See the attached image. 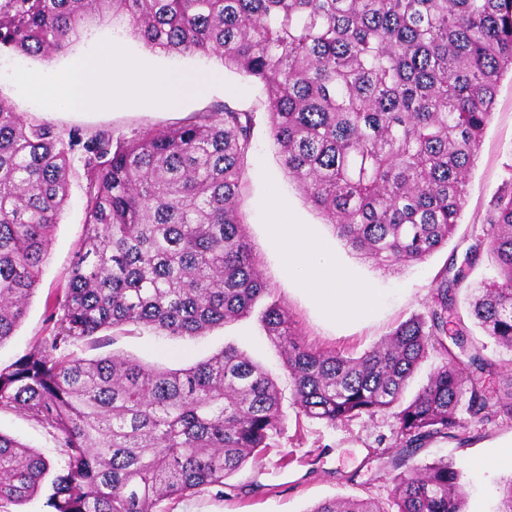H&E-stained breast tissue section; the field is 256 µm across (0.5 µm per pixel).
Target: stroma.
I'll use <instances>...</instances> for the list:
<instances>
[{"mask_svg":"<svg viewBox=\"0 0 512 512\" xmlns=\"http://www.w3.org/2000/svg\"><path fill=\"white\" fill-rule=\"evenodd\" d=\"M106 42L114 45L130 69L147 66L174 74L201 75L205 78L204 87L173 105L162 100L107 97L100 106L71 111L19 80L20 74L32 72L40 73L47 82L60 80L73 58ZM0 100L28 118L51 123L61 130L75 128L88 136L106 131L116 138L132 136L145 128L163 130L194 113L209 112L224 104L255 113L253 145L242 171L238 207L260 268L275 298L287 309L297 339L346 356L361 355L399 322L423 312L436 272L450 261L464 263L472 243V229L481 227L492 198L512 179V77L507 75L499 83L493 116L470 174L467 202L455 235L427 262L385 274L356 258L304 203L295 185L283 178L266 120L268 100L264 87L253 78L224 68L217 58L155 52L122 29L103 25L63 56L44 60L13 52L0 54ZM85 187L83 168L80 163H73L68 200L49 244L40 284L25 318L13 336L0 345V365L16 361L49 333L48 318L63 295L74 252L85 233ZM281 224L302 225L309 237L335 249L354 280L371 284L382 295L383 303L371 322L359 325L329 320L289 280L277 230ZM229 342L275 378L281 392L284 428L262 460L247 463L231 477L232 492L223 496L209 489L171 500L167 503L169 512H309L314 504L326 499L387 496L391 487L388 462L395 441L391 414L333 425L299 416L291 381L281 365L280 349L262 333L255 319L217 327L195 338L171 339L133 326L114 328L103 332L99 343L79 346L77 352L85 358L119 354L147 365L186 368ZM0 432L19 438L51 461L59 459L54 440L19 413L1 411ZM511 441L512 421L499 418L471 426L464 440L431 442L411 461L452 462L463 475L465 512H496L500 483L512 478V473L491 468L478 470L474 463L489 455L493 445Z\"/></svg>","mask_w":512,"mask_h":512,"instance_id":"35a3bbf8","label":"stroma"}]
</instances>
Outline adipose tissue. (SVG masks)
<instances>
[{
  "label": "adipose tissue",
  "mask_w": 512,
  "mask_h": 512,
  "mask_svg": "<svg viewBox=\"0 0 512 512\" xmlns=\"http://www.w3.org/2000/svg\"><path fill=\"white\" fill-rule=\"evenodd\" d=\"M124 69L114 49L104 47L76 60L64 80L49 85L44 95L68 109L82 111L99 104L102 87L121 83L125 78L130 79L134 94L141 97L174 102L189 90L183 80L161 84L149 70L128 75ZM282 234L289 279L301 286L327 317L365 323L375 316L381 296L370 285L354 282L333 249L313 243L288 224L283 225Z\"/></svg>",
  "instance_id": "1"
}]
</instances>
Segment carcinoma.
I'll return each instance as SVG.
<instances>
[{
	"label": "carcinoma",
	"instance_id": "cac0c4a2",
	"mask_svg": "<svg viewBox=\"0 0 512 512\" xmlns=\"http://www.w3.org/2000/svg\"><path fill=\"white\" fill-rule=\"evenodd\" d=\"M105 23L260 82L282 175L358 259L387 273L426 262L454 236L512 70V0H0V51L50 58ZM255 121L224 104L115 140L0 103V344L38 287L76 154L87 197L49 334L0 366V412L43 428L63 464L0 433V512L41 496L50 512H164L167 500L224 492L281 429L264 369L232 343L175 371L74 348L127 325L198 336L251 316L264 298L257 321L282 348L299 414L334 424L390 411L396 422L388 495L310 512H464L453 464L406 460L470 422L512 420V373L488 396L482 378L497 364L461 318L448 328L450 291L485 252L498 275L471 294L468 313L512 351V182L472 231L466 265L437 272L425 312L358 357L316 350L295 338L238 212ZM432 354L441 365L402 403Z\"/></svg>",
	"mask_w": 512,
	"mask_h": 512
}]
</instances>
